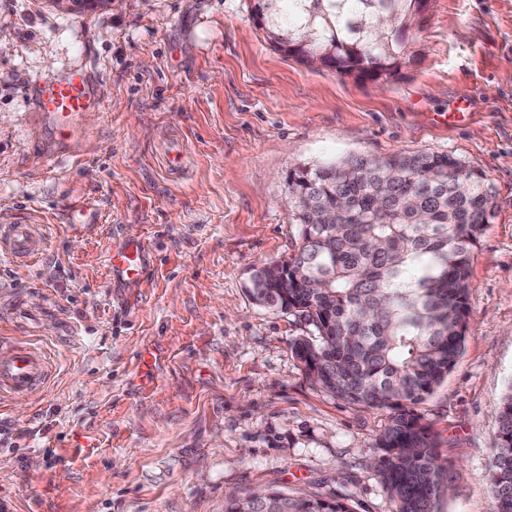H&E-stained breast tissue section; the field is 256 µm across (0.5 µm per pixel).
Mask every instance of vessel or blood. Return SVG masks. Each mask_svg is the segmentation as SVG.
I'll return each mask as SVG.
<instances>
[{"label":"vessel or blood","mask_w":512,"mask_h":512,"mask_svg":"<svg viewBox=\"0 0 512 512\" xmlns=\"http://www.w3.org/2000/svg\"><path fill=\"white\" fill-rule=\"evenodd\" d=\"M40 108L60 133H67L81 113L100 108L102 95L82 70L74 69L38 83ZM43 239L30 224L0 225V254L26 258L40 253ZM142 243L130 241L107 257L112 273L138 282L145 278ZM47 362L35 348L5 344L0 346V399L18 400L44 384Z\"/></svg>","instance_id":"vessel-or-blood-1"}]
</instances>
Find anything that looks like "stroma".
<instances>
[{"label":"stroma","instance_id":"stroma-1","mask_svg":"<svg viewBox=\"0 0 512 512\" xmlns=\"http://www.w3.org/2000/svg\"><path fill=\"white\" fill-rule=\"evenodd\" d=\"M251 0H124L85 15L0 0V339L40 348L46 385L0 401V512H224L263 489L393 512L375 474L389 412L315 386L301 316L255 302L254 269L300 243L290 171L449 153L495 216L470 266V329L417 411L447 467L441 512H493L489 460L512 385V0H431L387 83L283 56ZM81 68L103 94L60 140L37 82ZM470 102L457 113L461 97ZM145 246L147 276L109 273ZM43 238L35 231L32 224H1L0 254L15 258H26L40 253ZM143 253L142 243L127 242L109 253L107 256L108 267L114 274H120L131 282H139L146 276Z\"/></svg>","mask_w":512,"mask_h":512}]
</instances>
